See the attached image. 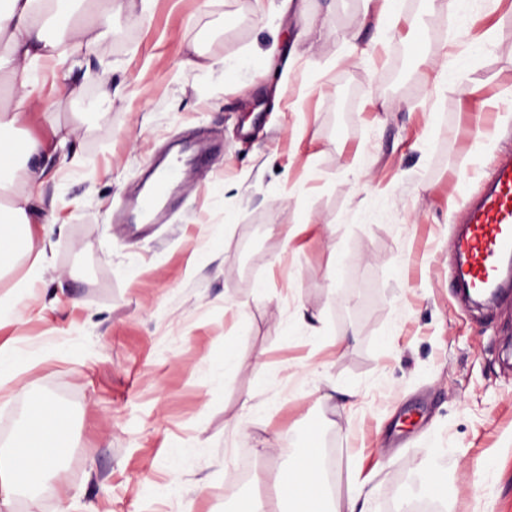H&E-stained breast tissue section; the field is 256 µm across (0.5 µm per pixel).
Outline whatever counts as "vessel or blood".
Returning a JSON list of instances; mask_svg holds the SVG:
<instances>
[{
	"mask_svg": "<svg viewBox=\"0 0 512 512\" xmlns=\"http://www.w3.org/2000/svg\"><path fill=\"white\" fill-rule=\"evenodd\" d=\"M176 176L173 167L163 172L150 193L133 202V212L154 213ZM463 222L466 232L459 238L457 247L465 262L456 272L458 281L474 290L500 287L502 263L512 255L511 160L499 163L488 189L475 203L465 206Z\"/></svg>",
	"mask_w": 512,
	"mask_h": 512,
	"instance_id": "1",
	"label": "vessel or blood"
}]
</instances>
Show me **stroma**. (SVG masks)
<instances>
[{"instance_id": "obj_1", "label": "stroma", "mask_w": 512, "mask_h": 512, "mask_svg": "<svg viewBox=\"0 0 512 512\" xmlns=\"http://www.w3.org/2000/svg\"><path fill=\"white\" fill-rule=\"evenodd\" d=\"M425 6L398 0L380 46L363 0H155L105 19L74 95L45 86L48 118L22 130L45 145L28 214L58 222L33 311L0 328L28 355L0 439L41 396L72 446L11 512H238L307 435L364 512H512V297L451 286L463 207L512 152V0L429 23ZM311 23L330 36L301 39ZM453 40L461 79L438 91ZM219 58L234 78L203 69ZM184 141L212 154L168 220L126 223Z\"/></svg>"}]
</instances>
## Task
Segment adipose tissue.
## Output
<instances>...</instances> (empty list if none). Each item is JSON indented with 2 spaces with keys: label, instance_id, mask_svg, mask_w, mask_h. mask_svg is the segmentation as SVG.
<instances>
[{
  "label": "adipose tissue",
  "instance_id": "adipose-tissue-1",
  "mask_svg": "<svg viewBox=\"0 0 512 512\" xmlns=\"http://www.w3.org/2000/svg\"><path fill=\"white\" fill-rule=\"evenodd\" d=\"M102 22V14L90 12L88 0H0V143L13 145L9 154L0 156V195L5 198L0 204V268L12 263L19 245H26L34 256L25 275L26 288L11 303L0 305V327L19 323L32 309L29 287L41 278L55 225L49 218L39 235H19L29 224V190L41 183L44 171L31 163L40 154L41 143L17 138L16 133L44 115L41 88L46 82L69 89L70 73L81 56L95 50ZM21 159L28 167L19 188L14 171ZM68 445L67 417L48 400L32 406L11 442L10 454L0 456V507L16 492L36 486ZM323 473L320 450L296 461L279 492L290 512H358V496L332 502Z\"/></svg>",
  "mask_w": 512,
  "mask_h": 512
}]
</instances>
